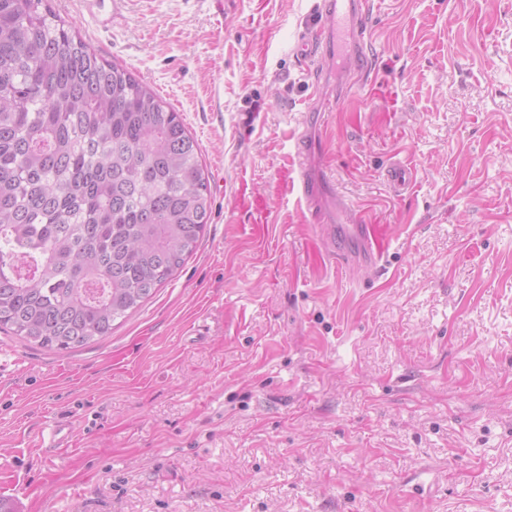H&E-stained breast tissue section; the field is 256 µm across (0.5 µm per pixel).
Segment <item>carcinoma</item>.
Here are the masks:
<instances>
[{
	"instance_id": "1",
	"label": "carcinoma",
	"mask_w": 512,
	"mask_h": 512,
	"mask_svg": "<svg viewBox=\"0 0 512 512\" xmlns=\"http://www.w3.org/2000/svg\"><path fill=\"white\" fill-rule=\"evenodd\" d=\"M208 175L180 114L46 0H0V329L70 352L194 254Z\"/></svg>"
}]
</instances>
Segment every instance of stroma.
<instances>
[{"instance_id": "obj_1", "label": "stroma", "mask_w": 512, "mask_h": 512, "mask_svg": "<svg viewBox=\"0 0 512 512\" xmlns=\"http://www.w3.org/2000/svg\"><path fill=\"white\" fill-rule=\"evenodd\" d=\"M47 2L181 114L211 213L104 340L0 333L14 512H512V0H373L376 85L308 122L315 222L278 179L313 91L349 79L294 53L317 0ZM348 204L374 270L325 246ZM56 417L69 445L43 447ZM349 233L356 238L361 247L358 252L348 253V261L357 265H361L370 269H375L380 262L383 246L376 237H368L367 224H347ZM370 238L374 244V248L370 242Z\"/></svg>"}]
</instances>
